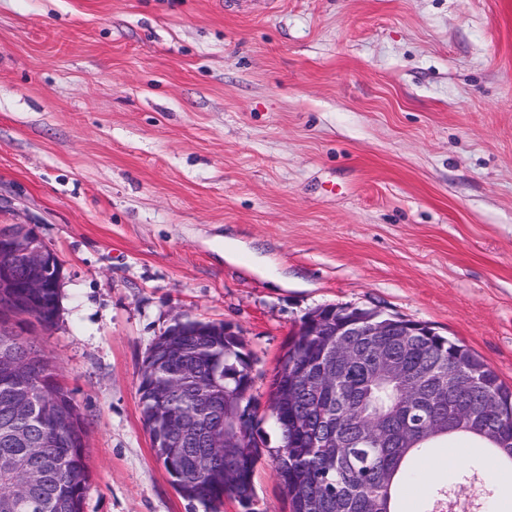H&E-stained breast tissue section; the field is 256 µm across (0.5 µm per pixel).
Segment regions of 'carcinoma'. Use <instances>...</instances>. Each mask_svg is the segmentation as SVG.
I'll use <instances>...</instances> for the list:
<instances>
[{
  "instance_id": "1",
  "label": "carcinoma",
  "mask_w": 512,
  "mask_h": 512,
  "mask_svg": "<svg viewBox=\"0 0 512 512\" xmlns=\"http://www.w3.org/2000/svg\"><path fill=\"white\" fill-rule=\"evenodd\" d=\"M19 307L47 316L57 314L59 289L15 288ZM355 356L348 365L341 392L317 401L315 408L331 409L336 422L335 438L343 444L339 454L329 448H312L302 434L287 427L281 412L272 413L281 445L267 446L261 419L249 440L224 449V457L205 464L193 459L194 451L164 441L167 414L193 413L197 404L186 389L161 399L162 387L180 378L184 360L189 358L197 379L212 386L219 396L228 395L242 410L251 399L245 397L254 376L250 355L242 351L236 336H227L224 325L210 324L206 333L193 331L179 336H159L154 347L166 362L153 367L145 358L140 368V405L144 425L152 437L156 456L162 461L178 493L189 501L215 506L232 497L244 505L254 497V472L262 455L273 462L275 475L288 497L292 512H400L401 487L415 476L416 457L427 454L449 440L454 433L436 435L422 426L425 412L416 414L413 430L405 441L397 434L403 417L399 410L407 391L405 378L427 376L448 370L453 360L463 372L478 370L484 385L469 395L470 406L496 426L501 433L494 443L472 430L466 432L481 454L512 467V387L497 372L470 352L465 345L446 336H353ZM392 345L403 364L402 378H383L375 357L377 343ZM318 336H304L288 356L293 368L307 381L315 375L314 348ZM18 387L29 395L31 409L12 412L4 391ZM375 423L378 434L387 439L376 445L358 435L365 420ZM17 424L24 437L14 443L0 441V457L9 456L26 464L24 469L0 468V512H84L90 488L86 454V429L72 392L58 378V368L46 354L36 352L31 370L0 368V426Z\"/></svg>"
}]
</instances>
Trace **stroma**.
Returning a JSON list of instances; mask_svg holds the SVG:
<instances>
[{
  "label": "stroma",
  "mask_w": 512,
  "mask_h": 512,
  "mask_svg": "<svg viewBox=\"0 0 512 512\" xmlns=\"http://www.w3.org/2000/svg\"><path fill=\"white\" fill-rule=\"evenodd\" d=\"M0 224L61 261L30 341L82 413L84 512L184 499L138 385L176 317L253 357L325 305L428 323L512 385V0H0Z\"/></svg>",
  "instance_id": "stroma-1"
}]
</instances>
